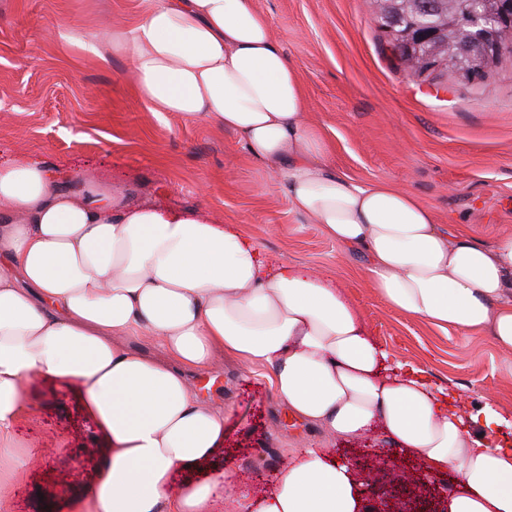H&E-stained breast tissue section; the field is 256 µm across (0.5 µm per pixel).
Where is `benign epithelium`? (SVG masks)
<instances>
[{
	"mask_svg": "<svg viewBox=\"0 0 512 512\" xmlns=\"http://www.w3.org/2000/svg\"><path fill=\"white\" fill-rule=\"evenodd\" d=\"M394 26L391 48L409 72L440 50L470 77L491 57L512 50V0H381Z\"/></svg>",
	"mask_w": 512,
	"mask_h": 512,
	"instance_id": "7a95c632",
	"label": "benign epithelium"
}]
</instances>
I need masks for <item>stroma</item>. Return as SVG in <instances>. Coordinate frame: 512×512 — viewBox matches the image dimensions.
I'll use <instances>...</instances> for the list:
<instances>
[{
  "label": "stroma",
  "mask_w": 512,
  "mask_h": 512,
  "mask_svg": "<svg viewBox=\"0 0 512 512\" xmlns=\"http://www.w3.org/2000/svg\"><path fill=\"white\" fill-rule=\"evenodd\" d=\"M296 68L306 120L331 143L337 173L386 179L430 205L442 222L473 230L485 244L512 231V52L465 79L450 69L405 71L364 0H252ZM147 0H0V156H33L66 179L90 173L129 195L236 224L269 254L332 278L368 329L396 357L424 369L468 409L493 401L512 441V364L490 337L468 340L390 308L370 287L364 261L293 212L282 183L249 158L231 132L176 113L156 114L135 92L125 58L60 41L69 23L85 33L104 17L133 24ZM200 397L224 410V448L176 484L231 472L234 486L267 488L289 455L331 443L374 493L386 480L450 483L421 459L392 450L373 432L345 442L290 417L267 381L232 358L194 372ZM30 413L15 441L27 460L0 495V512H80L77 501L102 462L103 440L77 398L32 381Z\"/></svg>",
  "instance_id": "stroma-1"
}]
</instances>
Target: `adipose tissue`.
<instances>
[{
  "label": "adipose tissue",
  "mask_w": 512,
  "mask_h": 512,
  "mask_svg": "<svg viewBox=\"0 0 512 512\" xmlns=\"http://www.w3.org/2000/svg\"><path fill=\"white\" fill-rule=\"evenodd\" d=\"M59 37L131 63L157 113L232 132L285 186L288 205L365 258L391 308L512 353V233L484 246L382 179L334 172L307 124L295 67L252 0H150L145 17ZM143 337L151 358L125 340ZM231 356L263 369L289 414L328 436L382 431L395 450L453 478L444 512H512V443L492 404L467 413L425 370L370 333L336 280L265 255L240 227L131 202L109 182L64 184L43 163L0 162V470L36 378L74 386L105 440L87 512H212L216 481L175 490V472L208 464L224 411L189 373ZM235 512H360L351 467L321 444L293 453L273 489Z\"/></svg>",
  "instance_id": "obj_1"
}]
</instances>
